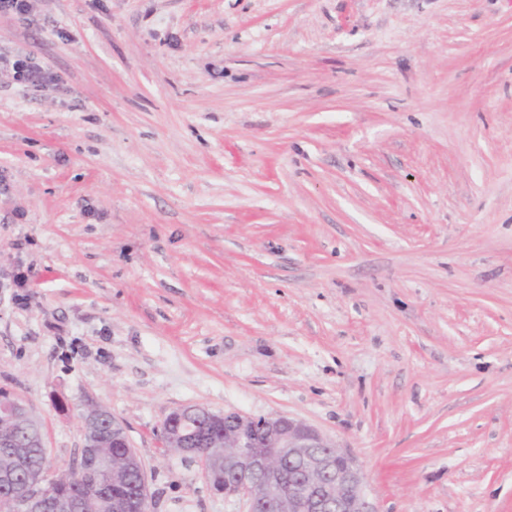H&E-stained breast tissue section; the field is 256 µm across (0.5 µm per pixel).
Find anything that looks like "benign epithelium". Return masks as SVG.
<instances>
[{
  "mask_svg": "<svg viewBox=\"0 0 512 512\" xmlns=\"http://www.w3.org/2000/svg\"><path fill=\"white\" fill-rule=\"evenodd\" d=\"M196 407L179 408L164 420L162 430L184 456L206 461L197 447L196 432L170 429L169 419L188 415ZM21 418L29 429L40 426L28 406L0 389V426L7 429ZM224 423V473L230 479L214 485L227 497H241L244 512H380L367 492L366 477L353 456L314 426L287 415L247 416L235 411L216 415ZM103 436L102 417L92 412L83 419L79 456L96 455ZM25 449H11V467L0 471V509L3 512H78L80 505L65 494L49 491L46 476L24 474ZM303 462L298 482H284L286 462Z\"/></svg>",
  "mask_w": 512,
  "mask_h": 512,
  "instance_id": "7a95c632",
  "label": "benign epithelium"
}]
</instances>
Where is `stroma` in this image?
Returning a JSON list of instances; mask_svg holds the SVG:
<instances>
[{
	"instance_id": "stroma-1",
	"label": "stroma",
	"mask_w": 512,
	"mask_h": 512,
	"mask_svg": "<svg viewBox=\"0 0 512 512\" xmlns=\"http://www.w3.org/2000/svg\"><path fill=\"white\" fill-rule=\"evenodd\" d=\"M25 54L0 387L52 472L101 406L152 512H243L164 444L203 406L316 427L381 512H512V0H32ZM2 63L5 68H11L13 79L18 84L46 88L55 80L50 73L46 72L30 57L17 58L11 61L7 57L0 56V67Z\"/></svg>"
}]
</instances>
